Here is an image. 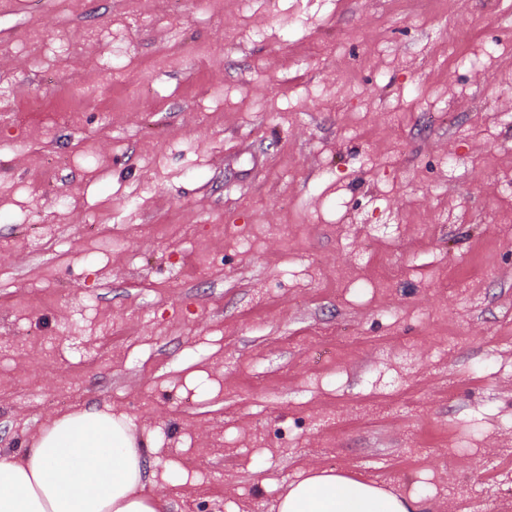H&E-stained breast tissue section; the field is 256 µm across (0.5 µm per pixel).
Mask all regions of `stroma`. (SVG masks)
I'll list each match as a JSON object with an SVG mask.
<instances>
[{"instance_id": "35a3bbf8", "label": "stroma", "mask_w": 512, "mask_h": 512, "mask_svg": "<svg viewBox=\"0 0 512 512\" xmlns=\"http://www.w3.org/2000/svg\"><path fill=\"white\" fill-rule=\"evenodd\" d=\"M75 3L0 0V454L94 405L160 512H512V0ZM423 498L398 495L338 470H314L288 486L278 512H424Z\"/></svg>"}]
</instances>
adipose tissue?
<instances>
[{
	"instance_id": "obj_1",
	"label": "adipose tissue",
	"mask_w": 512,
	"mask_h": 512,
	"mask_svg": "<svg viewBox=\"0 0 512 512\" xmlns=\"http://www.w3.org/2000/svg\"><path fill=\"white\" fill-rule=\"evenodd\" d=\"M146 458L126 418L90 406L45 426L23 456L0 455V512H159L140 494ZM338 470H313L288 486L278 512H423Z\"/></svg>"
}]
</instances>
